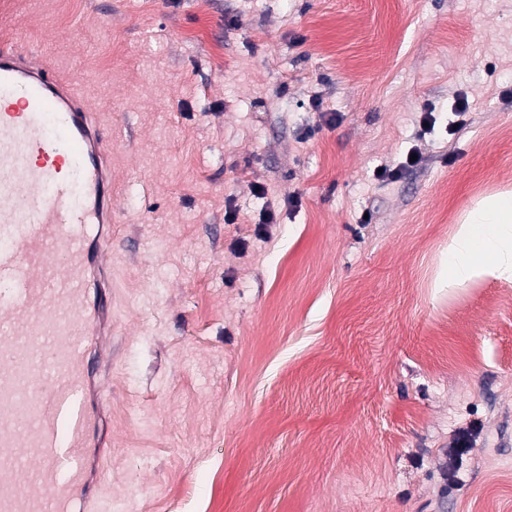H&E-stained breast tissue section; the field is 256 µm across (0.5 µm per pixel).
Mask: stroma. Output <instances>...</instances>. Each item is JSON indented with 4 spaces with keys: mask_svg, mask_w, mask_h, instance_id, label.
<instances>
[{
    "mask_svg": "<svg viewBox=\"0 0 512 512\" xmlns=\"http://www.w3.org/2000/svg\"><path fill=\"white\" fill-rule=\"evenodd\" d=\"M9 34L112 128L100 512H512V279L448 281L512 191V0H0Z\"/></svg>",
    "mask_w": 512,
    "mask_h": 512,
    "instance_id": "stroma-1",
    "label": "stroma"
}]
</instances>
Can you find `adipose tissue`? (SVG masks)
Segmentation results:
<instances>
[{"mask_svg": "<svg viewBox=\"0 0 512 512\" xmlns=\"http://www.w3.org/2000/svg\"><path fill=\"white\" fill-rule=\"evenodd\" d=\"M480 270L512 278L511 192L482 200L466 216L448 248L451 283H465Z\"/></svg>", "mask_w": 512, "mask_h": 512, "instance_id": "adipose-tissue-1", "label": "adipose tissue"}]
</instances>
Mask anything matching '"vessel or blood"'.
Wrapping results in <instances>:
<instances>
[{
    "mask_svg": "<svg viewBox=\"0 0 512 512\" xmlns=\"http://www.w3.org/2000/svg\"><path fill=\"white\" fill-rule=\"evenodd\" d=\"M80 75L0 43V512H88L91 316L112 308L110 129Z\"/></svg>",
    "mask_w": 512,
    "mask_h": 512,
    "instance_id": "obj_1",
    "label": "vessel or blood"
}]
</instances>
